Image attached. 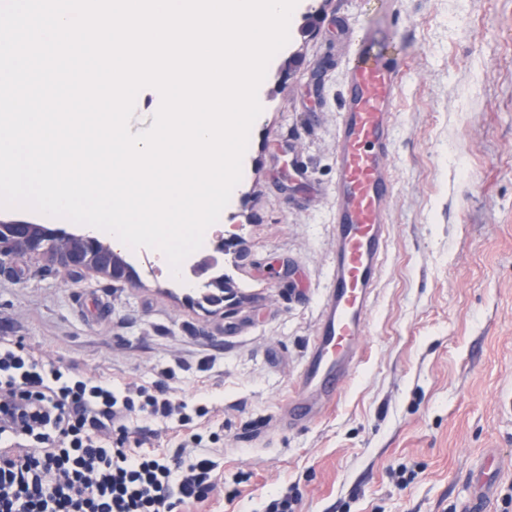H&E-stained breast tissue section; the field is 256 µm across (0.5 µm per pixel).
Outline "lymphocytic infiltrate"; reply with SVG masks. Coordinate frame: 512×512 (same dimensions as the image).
Masks as SVG:
<instances>
[{"mask_svg":"<svg viewBox=\"0 0 512 512\" xmlns=\"http://www.w3.org/2000/svg\"><path fill=\"white\" fill-rule=\"evenodd\" d=\"M166 381L114 388L46 360L22 342L0 339V512H181L207 500L214 462L204 448L146 453L131 438L132 414L195 427Z\"/></svg>","mask_w":512,"mask_h":512,"instance_id":"f902f5d3","label":"lymphocytic infiltrate"}]
</instances>
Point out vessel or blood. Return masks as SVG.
<instances>
[{
  "mask_svg": "<svg viewBox=\"0 0 512 512\" xmlns=\"http://www.w3.org/2000/svg\"><path fill=\"white\" fill-rule=\"evenodd\" d=\"M376 44V32L365 30L346 62L333 158L336 236L328 297L295 394L298 422L314 418L336 400L355 364L387 252L393 191L389 151L403 61L378 51Z\"/></svg>",
  "mask_w": 512,
  "mask_h": 512,
  "instance_id": "obj_1",
  "label": "vessel or blood"
}]
</instances>
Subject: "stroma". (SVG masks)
I'll use <instances>...</instances> for the list:
<instances>
[{
  "mask_svg": "<svg viewBox=\"0 0 512 512\" xmlns=\"http://www.w3.org/2000/svg\"><path fill=\"white\" fill-rule=\"evenodd\" d=\"M223 222L235 305H205L137 267L113 281L46 258L0 266V337L113 386L163 372L213 449L216 487L187 512H462L477 474L490 512L512 492V0H303ZM382 27L403 55L390 165L389 242L360 357L339 399L297 425L299 387L326 296L345 64ZM302 157L308 178L294 172ZM144 451L174 454L171 425L132 416Z\"/></svg>",
  "mask_w": 512,
  "mask_h": 512,
  "instance_id": "35a3bbf8",
  "label": "stroma"
}]
</instances>
